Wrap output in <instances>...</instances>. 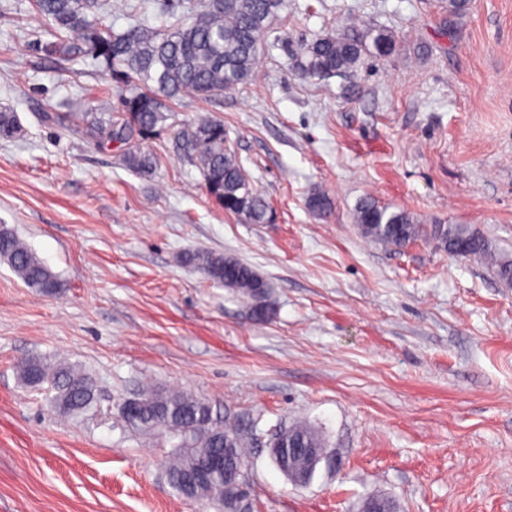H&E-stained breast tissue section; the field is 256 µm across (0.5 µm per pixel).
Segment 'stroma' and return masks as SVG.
Here are the masks:
<instances>
[{
  "label": "stroma",
  "instance_id": "obj_1",
  "mask_svg": "<svg viewBox=\"0 0 512 512\" xmlns=\"http://www.w3.org/2000/svg\"><path fill=\"white\" fill-rule=\"evenodd\" d=\"M145 5L166 28L196 0H112L121 32ZM288 0L250 83L217 100L170 102L142 140L161 163L128 167L124 146L56 122L118 113L111 69L61 66L40 43L33 0H0V224L63 280L42 294L0 262V512H199L165 478L169 448L126 431L121 402L144 386L207 401L253 427L257 512H357L371 495L398 512H512V287L487 265L422 240L368 242L360 198L420 223L467 224L512 259V0ZM370 24L396 52L353 82L290 68L298 44ZM223 121L275 219L245 224L208 195L176 146L182 124ZM330 200L313 213V191ZM204 248L254 267L276 312L257 323L233 292L184 261ZM39 355L93 375L96 410L59 417L17 366ZM317 428L335 457L297 486L272 463L282 425Z\"/></svg>",
  "mask_w": 512,
  "mask_h": 512
}]
</instances>
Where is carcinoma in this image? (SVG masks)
Wrapping results in <instances>:
<instances>
[{"mask_svg":"<svg viewBox=\"0 0 512 512\" xmlns=\"http://www.w3.org/2000/svg\"><path fill=\"white\" fill-rule=\"evenodd\" d=\"M286 6V0H197L195 14L168 30L140 22L114 33L95 20L99 0H35L37 11L49 23L47 57L65 63L90 56L112 68V75L125 86L118 117L98 118L88 112L72 126L83 123L99 139L124 144L126 164L143 172L155 167L159 158L142 151L139 141L165 124L166 102L186 95L216 99L252 81L259 43ZM395 48L393 35L383 29L326 34L301 44L291 67L309 80H347L356 75L367 55L388 57ZM19 132L15 113L0 112V138L13 139ZM177 141L183 158L201 172L208 194L219 206L245 224L269 222V203L251 184L240 159L225 147L224 122L206 119L188 124ZM353 220L364 238L392 249L419 239L450 253L462 247L464 257L489 261L497 277L512 284V260L498 257L489 241L467 224H422L412 213L391 210L369 196L356 204ZM185 260L232 290L253 320L273 318L272 288L251 265L205 250L188 252ZM0 261L30 288L47 293L64 288L59 276L5 224L0 225ZM19 373L27 385L52 379L51 401L63 416H78L96 405V381L80 369L32 357L21 364ZM152 396L154 406L167 411L164 421L170 440L180 438L188 421L207 412L204 400L186 392L168 390ZM217 426L220 435L232 441L235 462H247L248 436L239 420L224 416ZM281 433L305 448L325 447L322 436L305 422H295ZM203 463L201 445L182 442L170 455L169 483L192 476Z\"/></svg>","mask_w":512,"mask_h":512,"instance_id":"cac0c4a2","label":"carcinoma"}]
</instances>
